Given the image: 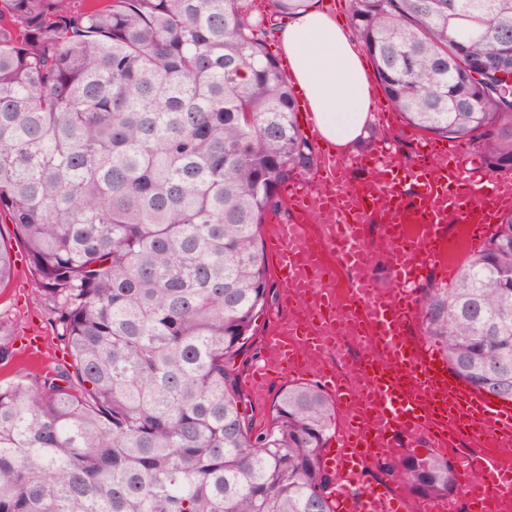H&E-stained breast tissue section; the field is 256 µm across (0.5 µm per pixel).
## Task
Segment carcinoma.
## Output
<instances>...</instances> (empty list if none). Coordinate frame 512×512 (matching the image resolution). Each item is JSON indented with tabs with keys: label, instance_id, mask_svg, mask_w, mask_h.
<instances>
[{
	"label": "carcinoma",
	"instance_id": "cac0c4a2",
	"mask_svg": "<svg viewBox=\"0 0 512 512\" xmlns=\"http://www.w3.org/2000/svg\"><path fill=\"white\" fill-rule=\"evenodd\" d=\"M308 0H0V223L73 370L0 383V512H334L324 388L254 430L236 358L269 304L260 226L317 165L272 18ZM414 127L512 171V0H349ZM15 261L0 238V288ZM449 369L512 403V210L419 295ZM379 470L458 490L442 453Z\"/></svg>",
	"mask_w": 512,
	"mask_h": 512
}]
</instances>
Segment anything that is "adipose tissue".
Segmentation results:
<instances>
[{"label": "adipose tissue", "mask_w": 512, "mask_h": 512, "mask_svg": "<svg viewBox=\"0 0 512 512\" xmlns=\"http://www.w3.org/2000/svg\"><path fill=\"white\" fill-rule=\"evenodd\" d=\"M277 38L319 134L348 153L367 136L373 112L371 77L355 34L312 6Z\"/></svg>", "instance_id": "adipose-tissue-1"}]
</instances>
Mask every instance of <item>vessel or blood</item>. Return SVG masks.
Segmentation results:
<instances>
[{"instance_id":"b4317fda","label":"vessel or blood","mask_w":512,"mask_h":512,"mask_svg":"<svg viewBox=\"0 0 512 512\" xmlns=\"http://www.w3.org/2000/svg\"><path fill=\"white\" fill-rule=\"evenodd\" d=\"M461 156L459 144L431 139L404 166L383 145L358 158L373 182L357 189L346 182L347 160L328 154L318 189L305 181L282 188L299 215L276 222L269 242L283 284L281 311L249 381L260 390L281 375H312L335 399L344 419L323 462L333 475L336 512H405L403 486L381 490L362 478L378 447L399 439L409 447L450 448L462 434L472 443L454 458L461 497L422 498L415 512H457L463 498L478 512L491 497H512V466L483 446L487 435L512 438V405L449 374L446 362L410 334L418 288L436 260L449 217L477 245L492 233L500 211L512 206L511 182L496 180L487 188L461 177ZM373 221L383 224L389 243L397 283L390 291L378 290L371 273L365 226ZM313 226L319 231L315 245L309 241ZM340 266L349 272L341 300ZM343 323L365 327L362 352L374 361L362 386L347 383L331 365L309 360L314 353L349 360L348 346L338 337Z\"/></svg>"}]
</instances>
